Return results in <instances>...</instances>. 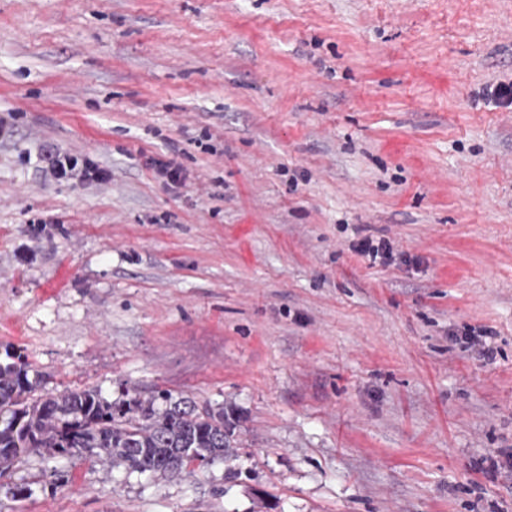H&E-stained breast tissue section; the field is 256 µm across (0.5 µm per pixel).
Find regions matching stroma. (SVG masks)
Instances as JSON below:
<instances>
[{"label":"stroma","instance_id":"stroma-1","mask_svg":"<svg viewBox=\"0 0 512 512\" xmlns=\"http://www.w3.org/2000/svg\"><path fill=\"white\" fill-rule=\"evenodd\" d=\"M508 83L512 0H0V362L233 404L251 472L40 451L0 512H512ZM43 162L50 175L59 181L101 182L108 176L104 169L91 161L56 150L46 152Z\"/></svg>","mask_w":512,"mask_h":512}]
</instances>
